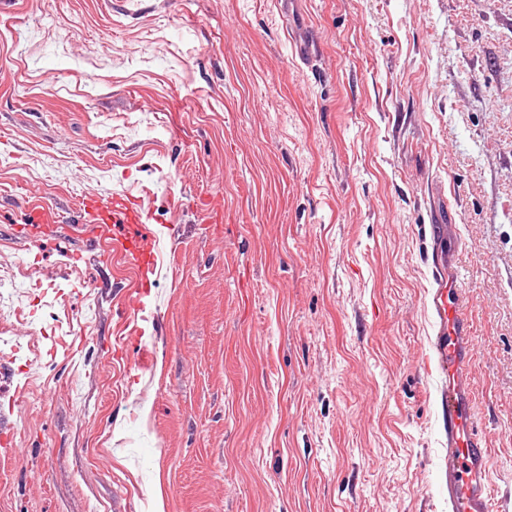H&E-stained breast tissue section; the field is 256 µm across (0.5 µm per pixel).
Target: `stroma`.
Listing matches in <instances>:
<instances>
[{
  "instance_id": "1",
  "label": "stroma",
  "mask_w": 512,
  "mask_h": 512,
  "mask_svg": "<svg viewBox=\"0 0 512 512\" xmlns=\"http://www.w3.org/2000/svg\"><path fill=\"white\" fill-rule=\"evenodd\" d=\"M297 2L307 64L279 0L0 14V512H448L447 210L512 512V0ZM144 186L131 343L133 272L77 219ZM33 205L58 236H12ZM297 21L294 43L295 50L301 59L312 57L318 51V40L309 33L303 18L299 17Z\"/></svg>"
}]
</instances>
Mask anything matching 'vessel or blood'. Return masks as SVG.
<instances>
[{
    "instance_id": "obj_1",
    "label": "vessel or blood",
    "mask_w": 512,
    "mask_h": 512,
    "mask_svg": "<svg viewBox=\"0 0 512 512\" xmlns=\"http://www.w3.org/2000/svg\"><path fill=\"white\" fill-rule=\"evenodd\" d=\"M319 43L305 22H298L295 50L306 58L317 53ZM154 219L149 189L140 194H116L108 202L84 201L79 216L92 234L111 233L113 254L123 257L137 271L126 291L131 312H139L142 288L154 272L156 261L144 242L150 239ZM435 286L430 309L437 330L430 339L432 355L444 375L441 403L447 411L446 488L448 512H499L500 499L490 479L491 453L474 422V391L471 369L476 357L473 327L466 295L457 283L452 255L437 252Z\"/></svg>"
}]
</instances>
